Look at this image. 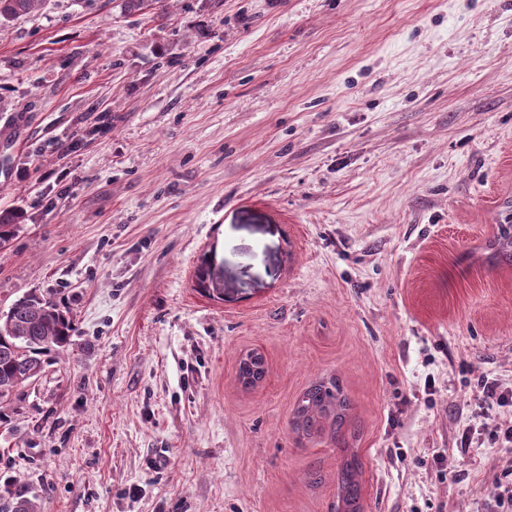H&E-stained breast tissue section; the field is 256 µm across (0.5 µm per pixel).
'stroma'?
<instances>
[{
  "label": "stroma",
  "mask_w": 512,
  "mask_h": 512,
  "mask_svg": "<svg viewBox=\"0 0 512 512\" xmlns=\"http://www.w3.org/2000/svg\"><path fill=\"white\" fill-rule=\"evenodd\" d=\"M120 3L0 24V311L33 292L75 324L0 422V494L331 512L340 454L289 420L333 376L364 512H497L512 406L478 382L512 387V0ZM121 2L122 10L128 15H143L152 12L156 16H161L167 10V1L165 0H121ZM265 374L266 360L261 352L245 353L239 358L237 379L242 387H255L264 379Z\"/></svg>",
  "instance_id": "35a3bbf8"
}]
</instances>
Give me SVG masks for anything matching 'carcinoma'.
<instances>
[{"instance_id":"cac0c4a2","label":"carcinoma","mask_w":512,"mask_h":512,"mask_svg":"<svg viewBox=\"0 0 512 512\" xmlns=\"http://www.w3.org/2000/svg\"><path fill=\"white\" fill-rule=\"evenodd\" d=\"M45 0H0V22L13 21L41 8ZM128 15L156 16L167 10V0H121ZM16 214L0 212V244L16 230ZM74 322L68 311L55 300L26 293L0 314V409L13 402L16 392L35 380L48 364L52 353L70 344ZM266 374L264 355L243 354L238 360L237 379L244 388H253ZM349 409L339 383L332 379L310 385L299 398L291 421L292 430L310 439L330 433L344 452L337 473L336 512H362V462L356 451L346 447L342 428ZM0 512H42L38 496L21 495L0 503Z\"/></svg>"}]
</instances>
